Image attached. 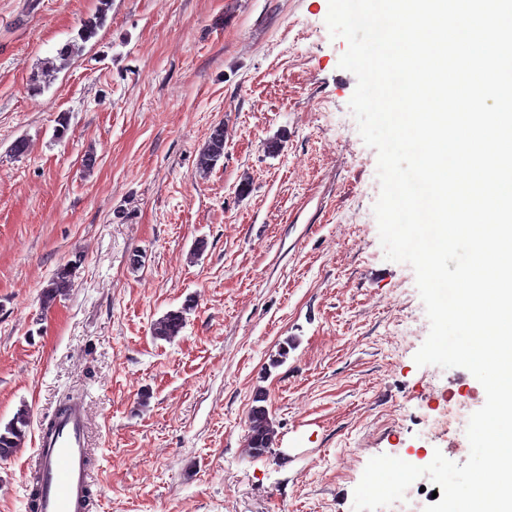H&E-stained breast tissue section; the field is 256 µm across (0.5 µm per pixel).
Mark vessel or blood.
Returning <instances> with one entry per match:
<instances>
[{
	"instance_id": "1",
	"label": "vessel or blood",
	"mask_w": 512,
	"mask_h": 512,
	"mask_svg": "<svg viewBox=\"0 0 512 512\" xmlns=\"http://www.w3.org/2000/svg\"><path fill=\"white\" fill-rule=\"evenodd\" d=\"M37 512H86L92 482L87 413L79 402L59 411L37 438Z\"/></svg>"
}]
</instances>
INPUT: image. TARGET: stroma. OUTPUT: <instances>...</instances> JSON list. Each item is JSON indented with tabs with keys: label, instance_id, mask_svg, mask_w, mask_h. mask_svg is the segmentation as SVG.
<instances>
[{
	"label": "stroma",
	"instance_id": "1",
	"mask_svg": "<svg viewBox=\"0 0 512 512\" xmlns=\"http://www.w3.org/2000/svg\"><path fill=\"white\" fill-rule=\"evenodd\" d=\"M99 6L0 0V426L30 413L0 460V512H32L38 430L68 400L99 468L88 512H353L372 457L465 463L423 421L434 390L484 388L414 361L405 312L425 308L379 240L377 153L328 0H112L32 93ZM218 125L224 157L203 177ZM70 262L69 295L43 308ZM189 300L179 334L154 339ZM259 390L276 443L255 457ZM77 263L60 266L42 293L43 308H50L58 298L68 294L73 285Z\"/></svg>",
	"mask_w": 512,
	"mask_h": 512
}]
</instances>
